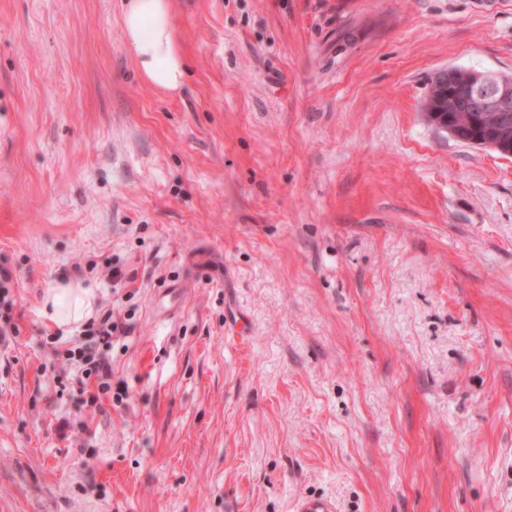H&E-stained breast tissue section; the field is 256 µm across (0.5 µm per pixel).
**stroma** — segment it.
Listing matches in <instances>:
<instances>
[{
	"mask_svg": "<svg viewBox=\"0 0 512 512\" xmlns=\"http://www.w3.org/2000/svg\"><path fill=\"white\" fill-rule=\"evenodd\" d=\"M121 5L0 0V512H512V157L422 109L512 75V0H171L177 96ZM71 278L122 401L53 353ZM13 273L4 266H0V335L7 336L9 331L16 330L14 323V310L16 298L13 294ZM93 290L80 280L68 279L57 282L43 300L45 318L57 328L72 331V325L87 319L92 313ZM83 327L81 335L96 339L105 347L112 345V337L127 333V327L112 321V314L108 311L100 319H91Z\"/></svg>",
	"mask_w": 512,
	"mask_h": 512,
	"instance_id": "35a3bbf8",
	"label": "stroma"
}]
</instances>
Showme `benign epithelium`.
Listing matches in <instances>:
<instances>
[{
  "instance_id": "7a95c632",
  "label": "benign epithelium",
  "mask_w": 512,
  "mask_h": 512,
  "mask_svg": "<svg viewBox=\"0 0 512 512\" xmlns=\"http://www.w3.org/2000/svg\"><path fill=\"white\" fill-rule=\"evenodd\" d=\"M433 86L442 90L426 111L473 112L486 125V137L476 144L512 155V124L506 113H512V76H499L477 70H446L434 76Z\"/></svg>"
}]
</instances>
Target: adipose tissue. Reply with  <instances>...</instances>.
Listing matches in <instances>:
<instances>
[{
    "instance_id": "1",
    "label": "adipose tissue",
    "mask_w": 512,
    "mask_h": 512,
    "mask_svg": "<svg viewBox=\"0 0 512 512\" xmlns=\"http://www.w3.org/2000/svg\"><path fill=\"white\" fill-rule=\"evenodd\" d=\"M125 38L144 79L165 92L183 86L184 59L178 48L169 0H127L123 6ZM92 288L82 281L57 282L43 300L45 318L68 331L92 313Z\"/></svg>"
}]
</instances>
